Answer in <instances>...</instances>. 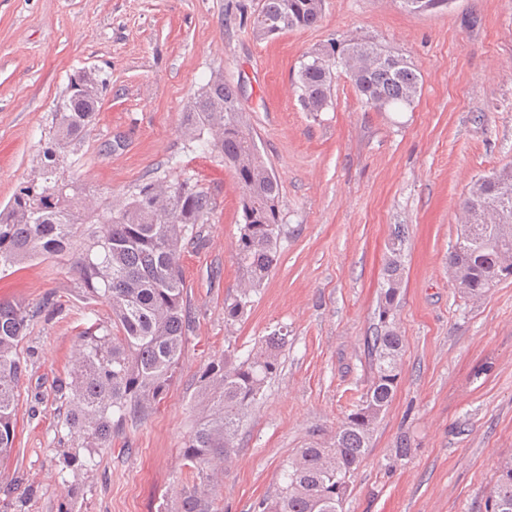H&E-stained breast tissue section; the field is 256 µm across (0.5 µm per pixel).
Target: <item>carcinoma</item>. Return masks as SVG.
<instances>
[{
  "label": "carcinoma",
  "mask_w": 512,
  "mask_h": 512,
  "mask_svg": "<svg viewBox=\"0 0 512 512\" xmlns=\"http://www.w3.org/2000/svg\"><path fill=\"white\" fill-rule=\"evenodd\" d=\"M449 0H404L412 12L439 11ZM324 0H263L254 20L261 38L308 29L322 20ZM345 68L355 93L377 112L406 109L420 89V74L403 56L363 39L331 43L313 53L299 73L300 100L308 112L329 106L334 68ZM101 89L92 73L71 80L57 103L56 124L39 151L36 177L16 191L0 211V271L33 258L66 265L86 300L109 307L106 321H96L79 336L69 375L56 379L55 399L66 412L56 426L58 446L81 441L87 455L63 461L59 475L67 495L65 472L78 464L97 466L95 456L112 444V433L153 410L172 380L190 328L180 265L183 243L200 240L201 225L212 221L210 197L188 180L153 179L124 200L105 198L85 215L78 210L79 188L64 177L66 152L83 139L99 110ZM198 148L220 156L241 189L242 222L235 255L237 293L224 300V321L242 320L253 294L278 262L280 182L259 153L240 115L237 89L215 78L197 94L184 119ZM209 133L211 138L203 137ZM512 182V167L497 178L470 188L460 209L469 238L459 229L448 252V271L456 288L479 298L512 276V198H501V183ZM506 210L511 228L488 231L475 223L489 207ZM403 231H398L384 267L385 289L379 327L367 340L374 377L359 409L330 437L298 449L283 473L277 497L261 512H337L351 478L367 454L375 424L397 388L403 351L394 320V303L403 283ZM60 312L54 296L30 305L0 301V456L10 454L17 425L18 386L31 354L21 349L33 324ZM288 346L280 327L260 339L246 358L226 353L202 372L197 422L185 444L184 458L195 464L200 483L183 492L174 512H217L207 487L224 476L232 459L240 423L277 374ZM37 489L26 488L9 504L29 512ZM486 512H512V458L500 461L486 501Z\"/></svg>",
  "instance_id": "cac0c4a2"
}]
</instances>
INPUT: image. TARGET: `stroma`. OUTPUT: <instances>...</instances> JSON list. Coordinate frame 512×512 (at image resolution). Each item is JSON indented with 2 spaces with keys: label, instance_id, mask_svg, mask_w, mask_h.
Returning <instances> with one entry per match:
<instances>
[{
  "label": "stroma",
  "instance_id": "stroma-1",
  "mask_svg": "<svg viewBox=\"0 0 512 512\" xmlns=\"http://www.w3.org/2000/svg\"><path fill=\"white\" fill-rule=\"evenodd\" d=\"M261 0H0V209L39 172L40 143L79 70L103 101L68 174L86 194L126 196L144 179H187L216 208L181 252L191 328L175 377L139 424L113 436L90 470L57 479L58 406L78 337L109 309H88L74 276L33 259L0 273V299L54 294L62 315L34 324L0 501L35 487L31 512H167L196 471L182 454L200 375L288 329L278 375L243 419L238 448L211 490L216 512H255L276 496L281 465L330 433L371 385L367 340L383 267L404 225L403 288L394 316L401 377L354 474L342 512H485L497 463L512 457V278L478 300L448 278L460 202L475 179L512 165V0H453L410 12L402 0H325L318 27L261 39ZM353 38L402 55L422 76L411 109L377 112L336 70L331 104L301 105L298 74L322 45ZM237 87L242 116L281 183L279 259L242 319L235 294L240 188L223 160L188 149L183 115L202 84ZM407 439L410 453L396 459Z\"/></svg>",
  "mask_w": 512,
  "mask_h": 512
}]
</instances>
